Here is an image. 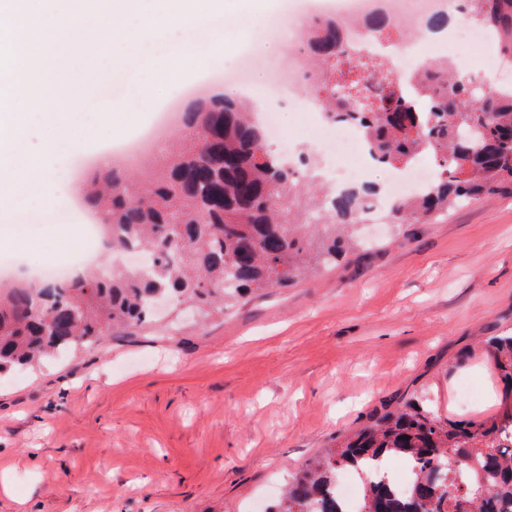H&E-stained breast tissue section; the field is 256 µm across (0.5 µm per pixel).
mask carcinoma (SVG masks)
<instances>
[{"label": "carcinoma", "instance_id": "cac0c4a2", "mask_svg": "<svg viewBox=\"0 0 512 512\" xmlns=\"http://www.w3.org/2000/svg\"><path fill=\"white\" fill-rule=\"evenodd\" d=\"M462 10L512 58V0H465ZM302 42L327 118L360 126L381 164L405 167L421 154L437 162L419 196L392 205L393 222L435 221L452 207L512 193V84L477 86L459 65L434 60L411 76L416 97L394 87L373 106L359 96L360 78L337 70L349 50L336 20H314ZM182 123L184 141L165 168L144 179L114 169L85 185L112 247L147 253L150 266L88 269L39 287L1 284V374L98 344L119 327H142L160 295L222 314L239 296L326 268L348 237L345 226L364 219L375 196L366 187L312 192L315 183L301 181L232 98L199 101ZM489 346L512 382V335ZM391 458L412 471L402 490L372 483ZM342 466L362 474L360 512H512V410L453 423L406 404L312 459L270 512H341L331 484Z\"/></svg>", "mask_w": 512, "mask_h": 512}]
</instances>
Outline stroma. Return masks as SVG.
I'll list each match as a JSON object with an SVG mask.
<instances>
[{
  "label": "stroma",
  "instance_id": "1",
  "mask_svg": "<svg viewBox=\"0 0 512 512\" xmlns=\"http://www.w3.org/2000/svg\"><path fill=\"white\" fill-rule=\"evenodd\" d=\"M170 49L111 57L85 71V117L99 93L149 79ZM211 59L179 91L158 90L131 142L186 106ZM69 244L35 210H0V238L33 225L35 252L0 249L9 273L37 280L87 242L83 202ZM358 249L335 268L246 296L208 320L160 315L131 334L0 379V512H271L309 460L407 403L453 421L512 407L486 340L512 332V195L436 223L356 224Z\"/></svg>",
  "mask_w": 512,
  "mask_h": 512
}]
</instances>
